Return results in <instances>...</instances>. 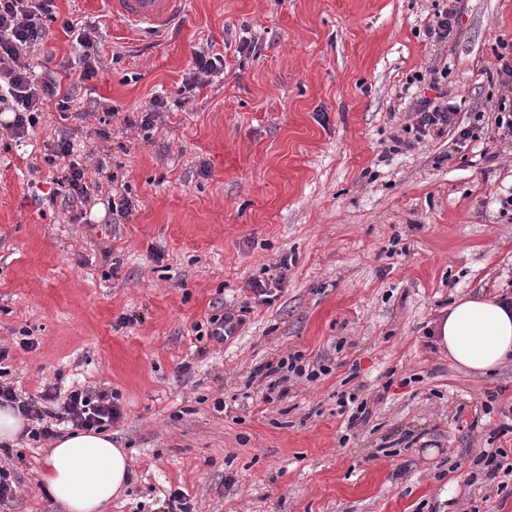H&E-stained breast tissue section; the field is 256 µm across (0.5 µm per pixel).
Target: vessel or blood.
<instances>
[{
  "label": "vessel or blood",
  "instance_id": "vessel-or-blood-1",
  "mask_svg": "<svg viewBox=\"0 0 512 512\" xmlns=\"http://www.w3.org/2000/svg\"><path fill=\"white\" fill-rule=\"evenodd\" d=\"M106 11L128 28L156 35L187 16V0H104Z\"/></svg>",
  "mask_w": 512,
  "mask_h": 512
}]
</instances>
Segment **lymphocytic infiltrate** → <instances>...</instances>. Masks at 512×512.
<instances>
[{
	"mask_svg": "<svg viewBox=\"0 0 512 512\" xmlns=\"http://www.w3.org/2000/svg\"><path fill=\"white\" fill-rule=\"evenodd\" d=\"M463 10L462 0H448L447 6L434 8L424 29L432 46L447 49L457 35V19ZM56 20L55 0H0V107L11 114L0 127L12 141L24 142L39 125L43 112L52 109L64 120L88 118L84 112L72 113V90L59 76L36 71L30 61L33 53L45 48L49 24ZM494 55V79L503 95L493 133L497 139L512 140V41L498 40ZM406 82L411 86L429 83L437 96L416 102L409 124L393 138L392 152L413 148L425 137L439 136L449 129L460 141L479 140L485 131L484 115L475 113L472 122L460 125L457 115L462 104L448 91L447 69L431 65L408 75ZM73 154L70 138L46 145L43 162L56 172L48 198L61 200L68 207L86 206L92 202L90 188L85 170ZM0 407L17 410L31 421L27 435L37 442L56 438L61 423L85 431H104L122 417L112 396L90 386L75 387L64 394L58 385H49L35 400L22 397L13 384L0 381Z\"/></svg>",
	"mask_w": 512,
	"mask_h": 512,
	"instance_id": "lymphocytic-infiltrate-1",
	"label": "lymphocytic infiltrate"
}]
</instances>
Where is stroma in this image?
I'll list each match as a JSON object with an SVG mask.
<instances>
[{
	"mask_svg": "<svg viewBox=\"0 0 512 512\" xmlns=\"http://www.w3.org/2000/svg\"><path fill=\"white\" fill-rule=\"evenodd\" d=\"M56 5L33 62L66 71L82 111L112 106L111 137L52 110L22 146L0 140V367L25 396L113 394L132 476L102 512H170L176 491L193 512H512V467L490 479L476 463L512 448V361L477 375L428 336L463 295H512V218L496 203L512 141L460 145L448 130L387 151L419 95L407 75L431 64L463 96L461 123L495 117L488 74L512 0H466L441 53L423 34L432 0H189L158 37L102 0ZM72 16L102 56L85 83ZM254 38L259 54L240 51ZM205 47L223 73L142 125ZM63 136L99 186L75 223L28 191L49 190L40 156ZM116 184L133 203L124 224L109 221ZM279 275L272 304L255 302L252 281ZM247 303L224 342L197 340L196 324ZM295 352L329 374L268 399L257 369ZM343 395L366 401V423L349 427ZM50 448L0 445L17 476L0 512H66L42 478Z\"/></svg>",
	"mask_w": 512,
	"mask_h": 512,
	"instance_id": "35a3bbf8",
	"label": "stroma"
}]
</instances>
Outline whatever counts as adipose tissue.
<instances>
[{
    "instance_id": "adipose-tissue-1",
    "label": "adipose tissue",
    "mask_w": 512,
    "mask_h": 512,
    "mask_svg": "<svg viewBox=\"0 0 512 512\" xmlns=\"http://www.w3.org/2000/svg\"><path fill=\"white\" fill-rule=\"evenodd\" d=\"M435 333L458 366L478 375L492 373L512 358V305L478 294L461 296ZM43 478L67 512H100L126 486L127 454L108 434L75 429L56 440Z\"/></svg>"
}]
</instances>
